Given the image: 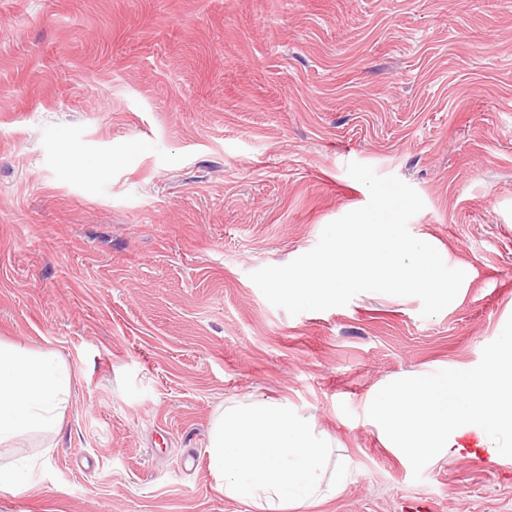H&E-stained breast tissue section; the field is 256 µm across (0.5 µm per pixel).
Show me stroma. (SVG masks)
<instances>
[{
  "label": "stroma",
  "mask_w": 512,
  "mask_h": 512,
  "mask_svg": "<svg viewBox=\"0 0 512 512\" xmlns=\"http://www.w3.org/2000/svg\"><path fill=\"white\" fill-rule=\"evenodd\" d=\"M412 186L455 300L365 292L290 315L249 274ZM512 317V0H0V341L73 375L0 512H257L204 456L226 405L288 403L352 472L284 512H512L485 449L421 479L386 384L469 370ZM201 456L185 465L187 452Z\"/></svg>",
  "instance_id": "35a3bbf8"
}]
</instances>
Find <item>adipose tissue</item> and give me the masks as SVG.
<instances>
[{
    "mask_svg": "<svg viewBox=\"0 0 512 512\" xmlns=\"http://www.w3.org/2000/svg\"><path fill=\"white\" fill-rule=\"evenodd\" d=\"M71 390V370L55 354L0 343V447L54 432Z\"/></svg>",
    "mask_w": 512,
    "mask_h": 512,
    "instance_id": "obj_1",
    "label": "adipose tissue"
}]
</instances>
